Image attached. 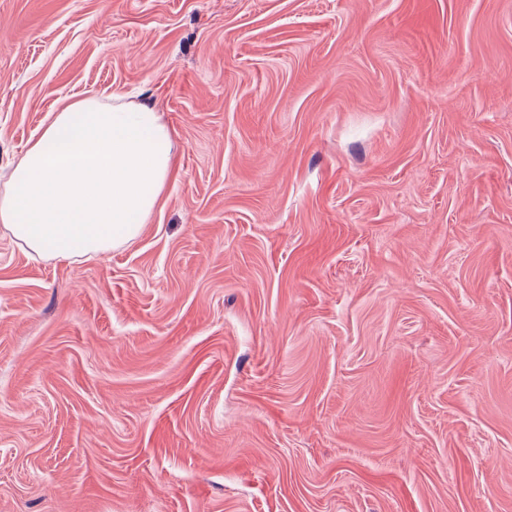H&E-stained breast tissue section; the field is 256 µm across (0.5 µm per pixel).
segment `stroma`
<instances>
[{
	"label": "stroma",
	"mask_w": 512,
	"mask_h": 512,
	"mask_svg": "<svg viewBox=\"0 0 512 512\" xmlns=\"http://www.w3.org/2000/svg\"><path fill=\"white\" fill-rule=\"evenodd\" d=\"M88 92L180 154L0 232V512H512V0H0V177Z\"/></svg>",
	"instance_id": "stroma-1"
}]
</instances>
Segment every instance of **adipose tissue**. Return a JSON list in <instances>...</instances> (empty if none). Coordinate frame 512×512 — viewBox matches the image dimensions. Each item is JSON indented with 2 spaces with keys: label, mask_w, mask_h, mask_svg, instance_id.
<instances>
[{
  "label": "adipose tissue",
  "mask_w": 512,
  "mask_h": 512,
  "mask_svg": "<svg viewBox=\"0 0 512 512\" xmlns=\"http://www.w3.org/2000/svg\"><path fill=\"white\" fill-rule=\"evenodd\" d=\"M177 143L146 104H65L0 186V229L69 260L137 239L174 169Z\"/></svg>",
  "instance_id": "ef3b65f1"
}]
</instances>
